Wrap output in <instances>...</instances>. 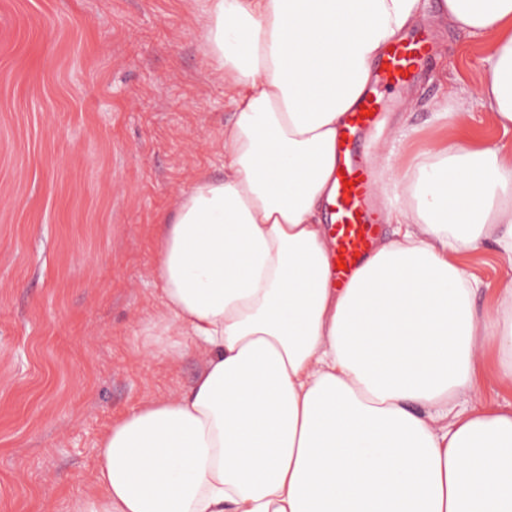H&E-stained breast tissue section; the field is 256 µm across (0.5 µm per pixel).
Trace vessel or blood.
I'll list each match as a JSON object with an SVG mask.
<instances>
[{
    "label": "vessel or blood",
    "mask_w": 512,
    "mask_h": 512,
    "mask_svg": "<svg viewBox=\"0 0 512 512\" xmlns=\"http://www.w3.org/2000/svg\"><path fill=\"white\" fill-rule=\"evenodd\" d=\"M432 50L430 38L421 31L394 40L375 73L377 90L361 97L337 142V185L329 205V224L335 239V258L343 263L335 271L338 283L348 281L378 235L379 208L373 196V173L359 160V136L377 125L388 106V93L410 83L430 59Z\"/></svg>",
    "instance_id": "1"
}]
</instances>
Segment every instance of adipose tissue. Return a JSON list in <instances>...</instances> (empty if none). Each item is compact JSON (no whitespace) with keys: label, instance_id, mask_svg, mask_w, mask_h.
Segmentation results:
<instances>
[{"label":"adipose tissue","instance_id":"adipose-tissue-1","mask_svg":"<svg viewBox=\"0 0 512 512\" xmlns=\"http://www.w3.org/2000/svg\"><path fill=\"white\" fill-rule=\"evenodd\" d=\"M224 79L223 172L158 222L154 354L183 394L97 443L67 512H512V409L459 405L485 355L512 388V278L476 309L463 262L512 261V147L433 141L376 166L391 238L332 283L336 141L386 46L425 14L486 40L475 97L512 129V0H198Z\"/></svg>","mask_w":512,"mask_h":512}]
</instances>
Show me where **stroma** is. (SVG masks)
<instances>
[{
  "instance_id": "stroma-1",
  "label": "stroma",
  "mask_w": 512,
  "mask_h": 512,
  "mask_svg": "<svg viewBox=\"0 0 512 512\" xmlns=\"http://www.w3.org/2000/svg\"><path fill=\"white\" fill-rule=\"evenodd\" d=\"M198 15L196 0H0V512H65L113 418L196 376L198 358L148 357L145 318L157 221L218 174L231 117ZM416 28L436 33L432 61L363 156L392 147L402 115L422 144L512 145L476 105L461 131L433 126L447 87L472 98L487 45ZM466 266L484 306L508 265L488 242Z\"/></svg>"
}]
</instances>
